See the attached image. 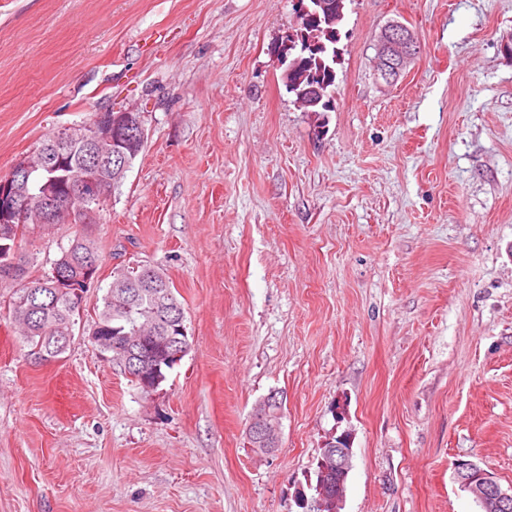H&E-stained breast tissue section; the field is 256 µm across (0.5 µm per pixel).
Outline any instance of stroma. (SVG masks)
Listing matches in <instances>:
<instances>
[{
	"mask_svg": "<svg viewBox=\"0 0 512 512\" xmlns=\"http://www.w3.org/2000/svg\"><path fill=\"white\" fill-rule=\"evenodd\" d=\"M392 21L421 49L389 85ZM300 26L296 0H0V179L106 109L147 135L98 223L18 241L33 277L74 236L100 254L62 359L28 356L0 277V512H305L345 431L342 512H480L461 459L512 486V0H346L326 112L282 80ZM141 264L192 341L150 394L89 337ZM270 396L281 408L274 412L267 408L263 412L259 411L251 417L246 427L247 447L264 455H271L279 448L286 400L282 392L272 391L262 399V402L264 403Z\"/></svg>",
	"mask_w": 512,
	"mask_h": 512,
	"instance_id": "obj_1",
	"label": "stroma"
}]
</instances>
